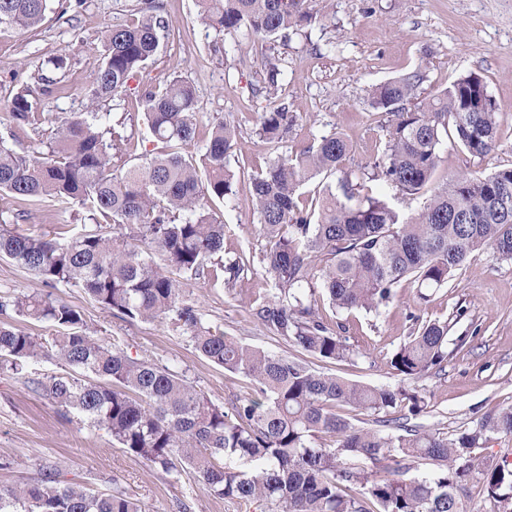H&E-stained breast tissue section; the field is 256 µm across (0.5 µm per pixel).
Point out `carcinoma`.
<instances>
[{
    "label": "carcinoma",
    "instance_id": "cac0c4a2",
    "mask_svg": "<svg viewBox=\"0 0 512 512\" xmlns=\"http://www.w3.org/2000/svg\"><path fill=\"white\" fill-rule=\"evenodd\" d=\"M199 20L217 33L259 35L276 42L312 23L310 0H198ZM49 0H0V25L38 27ZM160 0H143L129 22L106 25L101 62L86 89V111L56 117L46 149L20 154L0 139V192L21 202L49 199L56 210L78 206L95 229L75 235L57 225L55 236L22 234L0 225V257L42 280L50 292L0 297L12 312L55 329L34 336L0 324V370L17 372L32 358L52 357L80 376L33 382L59 407L108 429L134 457L166 473L195 474L214 498L257 504L264 512H472V490L489 512H512V467L476 453L490 439L512 435V407L487 415L452 436L410 423L429 402L412 385L447 360L448 324L425 322L392 355L396 386H369L318 371L297 357L269 353L229 338L202 321L186 288L203 280L232 284L245 272L224 258V221L213 209L233 193L228 166L238 126L217 119L203 154L187 151L199 134L196 88L170 75L147 94L142 120L155 152L137 161L133 138L114 130L105 138L98 103L127 91L157 55L166 22ZM261 92L270 110L258 134L280 144L295 121L278 103V64L264 62ZM417 69L369 94L390 116L382 154L364 167L406 199L426 196L406 215L387 200L363 195L346 168L352 145L330 132L293 152L279 153L252 177L250 200L260 236V262L274 292L255 300L254 315L298 351L324 362L361 352L316 314L304 285L319 282L338 311L379 312L402 280L441 288L468 257L492 250L512 259V168L475 176L461 170L433 185L443 136L484 158L497 143L500 108L483 77L471 72L424 101ZM43 100L29 87L11 100L14 127L42 120ZM336 176L318 208L299 205L300 186ZM59 286L84 289L112 315L164 323L188 336L213 365L241 374L251 391L231 406L213 403L185 377L139 360L80 330V310L59 300ZM349 406L371 414L407 409L380 419V428L353 424L337 412ZM330 446L315 443L320 435ZM434 466L409 477L405 461ZM54 465L41 481L0 490V512H142L120 491L92 493L57 479Z\"/></svg>",
    "mask_w": 512,
    "mask_h": 512
}]
</instances>
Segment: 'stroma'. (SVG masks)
Wrapping results in <instances>:
<instances>
[{"instance_id":"stroma-1","label":"stroma","mask_w":512,"mask_h":512,"mask_svg":"<svg viewBox=\"0 0 512 512\" xmlns=\"http://www.w3.org/2000/svg\"><path fill=\"white\" fill-rule=\"evenodd\" d=\"M138 2L84 0L62 16L47 11L42 25L26 33L0 26V137L19 151L37 145V132L14 130L8 117L13 96L26 85L44 90L50 115L84 111L86 87L103 53L101 30L128 19ZM161 2L167 30L149 79L182 76L197 89L200 125L230 116L241 130L229 159L235 194L217 211L226 224L224 254L241 258L247 272L229 286L200 282L189 289L205 321L226 336L269 352H289V344L251 315L255 299L272 281L260 263L265 242L249 203L250 178L265 169L276 150L292 152L330 132L352 144L347 167L356 170L376 155L387 120L369 104L375 85L419 69L425 78L416 96L424 100L467 73H479L501 109L497 148L479 159L443 141L437 177L512 166V0H311L314 23L289 34L286 44L256 38L243 47L237 36L202 25L196 0ZM61 54L68 58L66 70H50L47 60ZM268 54L281 60L279 95L297 116L279 148L257 133L266 106L258 93L261 59ZM149 79L135 78L128 95L100 103L104 126L142 111ZM17 208L13 198L0 193V222L22 233L50 236L60 224L92 226L78 207L60 213L49 201L31 203L18 221L13 218ZM418 293L413 281H402L392 302L376 315L335 311L322 293H314L319 315L342 326L361 355L351 362L315 359L312 367L362 384H396L390 359L417 315L448 325L442 371L418 381L431 395V410L418 417V425L454 434L512 406V260L489 250L475 252L428 302H419ZM54 294L81 311L87 333L184 375L213 402L221 405L247 393L245 377L205 361L188 338L173 335L166 325L123 321L77 287L62 286ZM64 372L49 357L28 361L17 373L0 372V489L40 480L50 462L61 481L107 493L120 489L137 499L143 512H248L246 506L208 497L191 474L176 480L127 454L106 428L32 390L31 380L46 383Z\"/></svg>"}]
</instances>
